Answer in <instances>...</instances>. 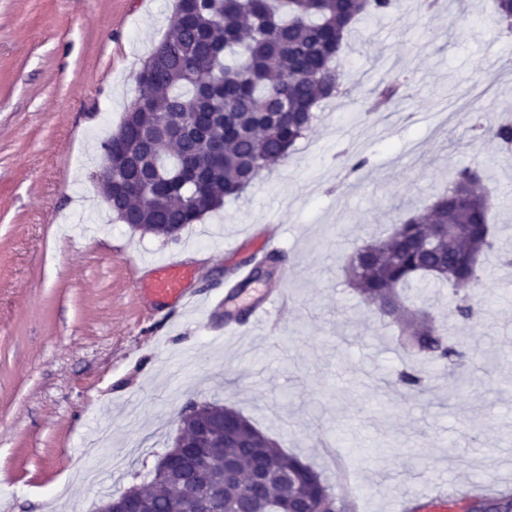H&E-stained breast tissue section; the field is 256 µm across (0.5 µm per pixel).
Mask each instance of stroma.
Returning a JSON list of instances; mask_svg holds the SVG:
<instances>
[{
	"label": "stroma",
	"instance_id": "35a3bbf8",
	"mask_svg": "<svg viewBox=\"0 0 512 512\" xmlns=\"http://www.w3.org/2000/svg\"><path fill=\"white\" fill-rule=\"evenodd\" d=\"M175 3L0 0V512H96L152 469L191 399L240 410L327 480L356 469L357 512H396L434 476L512 477V282L499 264H487L498 286L479 323L451 327L478 352L461 368L472 382L434 375L407 403L396 330L342 270L397 206L424 208L455 170L482 166L477 117L512 119V36L493 0H442L432 14L402 0L352 33L347 101L247 195L167 241L120 223L93 174ZM404 75L397 115L366 114L367 90ZM355 154L368 163L353 171ZM483 186L512 247V159ZM269 225L286 256L285 303L265 327L244 324V338L135 284L136 266L176 260L217 302L253 255L246 239ZM486 352L498 365L485 372Z\"/></svg>",
	"mask_w": 512,
	"mask_h": 512
}]
</instances>
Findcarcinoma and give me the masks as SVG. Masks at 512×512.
I'll list each match as a JSON object with an SVG mask.
<instances>
[{
  "label": "carcinoma",
  "mask_w": 512,
  "mask_h": 512,
  "mask_svg": "<svg viewBox=\"0 0 512 512\" xmlns=\"http://www.w3.org/2000/svg\"><path fill=\"white\" fill-rule=\"evenodd\" d=\"M399 0H177L164 39L137 76L138 94L119 131L147 144L131 149L110 135L112 187L124 179L139 192L121 204L127 224H175L183 229L229 200L242 197L275 166L288 160L306 139L323 107L342 94V61L348 35L364 20L394 14ZM404 96V84L373 89L369 111L386 109ZM479 150L512 152V123L485 116L476 125ZM486 171L465 167L425 213L397 219L384 237H371L345 260L348 285L383 320L400 328L395 342L406 358L396 382L411 398L428 390L424 368L461 365L474 352L459 337L435 325L406 291L432 285L448 288L450 313L459 322L478 320L484 295L481 258L496 245L489 222L493 197L475 182ZM439 224L437 235L427 228ZM285 255L271 251L249 260L248 287L265 270L277 274ZM197 426L221 417H239L231 440L212 434L206 462L174 469L152 489L141 491L150 512H172L188 482L218 490L214 507L231 512L242 488L224 478V459L248 473L269 475L249 499L248 512H275L283 500L302 512H350L348 498L309 462L286 453L233 409L219 413L188 401ZM476 512H509L512 493L467 498Z\"/></svg>",
  "instance_id": "1"
}]
</instances>
